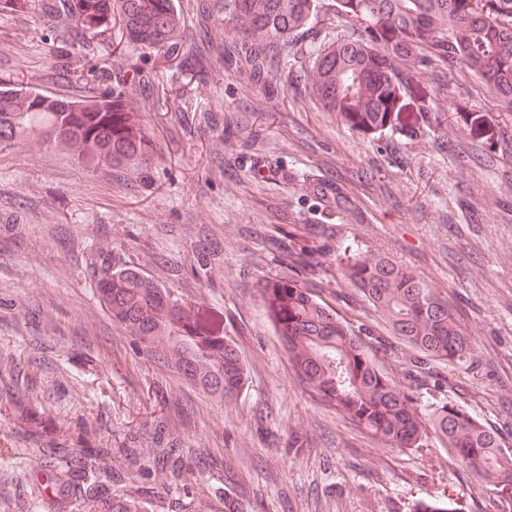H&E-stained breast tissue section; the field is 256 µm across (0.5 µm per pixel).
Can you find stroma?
<instances>
[{
  "label": "stroma",
  "instance_id": "stroma-1",
  "mask_svg": "<svg viewBox=\"0 0 512 512\" xmlns=\"http://www.w3.org/2000/svg\"><path fill=\"white\" fill-rule=\"evenodd\" d=\"M46 0L14 11L0 0V87L78 98L120 86L142 115L146 150L137 164H88L31 141L0 152V351L22 374L60 381L46 402L62 426L97 424L123 440L149 427L163 396L176 394L177 437L197 454L185 479L170 485L160 468L137 477L161 512H187L189 497L223 512H512V497L477 483L436 435L419 448H392L326 410L293 380L288 356L258 291L283 274L255 237L268 224H336L364 254L385 253L445 296L473 340L467 362L432 365L391 336L334 258L323 267L325 297L368 338L380 368L423 416L456 406L512 451V224L457 230L448 191L470 178L472 160L438 152L435 140L464 142L454 121L460 102L487 125L512 120L496 98L471 86L438 87L434 134L410 141L384 130L366 137L321 111L303 88L266 92L237 75L215 76L191 40L202 0H176L183 35L167 54L127 43L119 26L85 38L93 61L79 79L57 75L53 59L71 40L69 14ZM346 186L356 215L329 210L302 173ZM194 228L220 239L224 262L214 284L184 267ZM113 269H136L220 321L247 369L245 389L215 404L113 322L96 283L100 251ZM61 462L46 461L0 408V512H15L19 488H46L34 512H71Z\"/></svg>",
  "mask_w": 512,
  "mask_h": 512
}]
</instances>
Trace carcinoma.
<instances>
[{"label": "carcinoma", "mask_w": 512, "mask_h": 512, "mask_svg": "<svg viewBox=\"0 0 512 512\" xmlns=\"http://www.w3.org/2000/svg\"><path fill=\"white\" fill-rule=\"evenodd\" d=\"M174 0H63L74 38L98 31L112 20L129 40L163 47L176 30ZM206 19L234 26V35L215 47L201 25V48L216 55L222 72L264 86L285 77L304 84L317 106L336 114L351 130L374 134L389 127L406 139L420 138L441 125L431 89L412 83L411 69L426 66L438 83L485 88L512 110V0H210ZM337 18L350 29L345 41H305L320 22ZM286 47L308 55L298 74L284 58ZM456 123L468 128L477 152L474 164L493 170L512 143L503 128L481 133L480 116L461 109ZM19 139L64 145L113 168L144 150L137 113L113 89L79 100L54 98L21 88L0 89V151ZM457 207L453 224L474 223L479 202L449 190ZM327 224H288L272 240L288 276L266 279L259 291L298 385L325 408L341 415L392 448H419L426 427L441 435L480 482L506 492L512 488V452L496 432L458 408L442 407L423 421L409 395L377 367L361 330L343 319L314 287L325 257L337 249L344 277L373 307L391 332L426 360L459 364L472 351L448 299L430 288L410 267L384 254L359 252L356 239H327ZM193 277L209 283L221 252L205 244L191 250ZM98 291L140 349L170 366L213 403L239 394L246 384L235 346L219 335L208 315L133 270L114 271L100 260ZM0 386V406L14 410L18 433L38 445L70 474V503L88 512H142L147 490L121 495L110 486L123 477L106 468L112 438L82 424L63 428L47 416L45 404L16 367ZM157 432L132 436L121 447L137 473L163 466L173 484L195 457L173 437L165 408L155 412Z\"/></svg>", "instance_id": "carcinoma-1"}]
</instances>
